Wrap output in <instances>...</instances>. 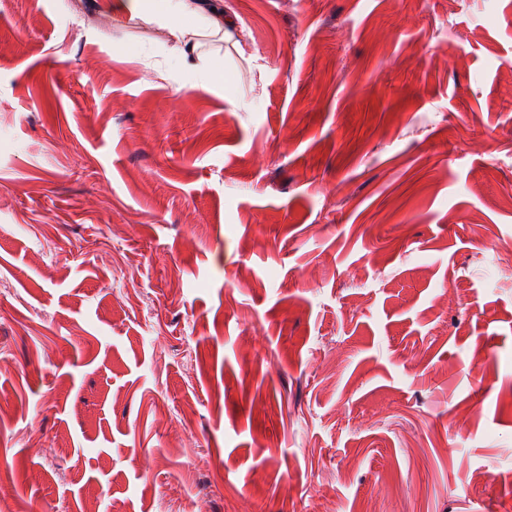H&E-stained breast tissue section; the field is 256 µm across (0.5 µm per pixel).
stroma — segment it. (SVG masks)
<instances>
[{
  "label": "stroma",
  "mask_w": 512,
  "mask_h": 512,
  "mask_svg": "<svg viewBox=\"0 0 512 512\" xmlns=\"http://www.w3.org/2000/svg\"><path fill=\"white\" fill-rule=\"evenodd\" d=\"M105 2L0 0V512H512V0ZM222 0H123L122 8L131 19H141L156 23L168 29L176 44L175 66L187 73H199L201 83L197 86L210 90L213 74L223 68L220 61L202 67V42L199 38L217 37L232 42L237 47L240 42L234 39V26L224 19ZM216 9V12L212 11Z\"/></svg>",
  "instance_id": "obj_1"
}]
</instances>
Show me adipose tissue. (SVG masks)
<instances>
[{
	"instance_id": "obj_1",
	"label": "adipose tissue",
	"mask_w": 512,
	"mask_h": 512,
	"mask_svg": "<svg viewBox=\"0 0 512 512\" xmlns=\"http://www.w3.org/2000/svg\"><path fill=\"white\" fill-rule=\"evenodd\" d=\"M222 4L223 0H122L121 6L131 18L167 28L176 44V67L200 74V86L207 90L221 65L216 62L202 67L203 38L234 39V26L225 20Z\"/></svg>"
}]
</instances>
